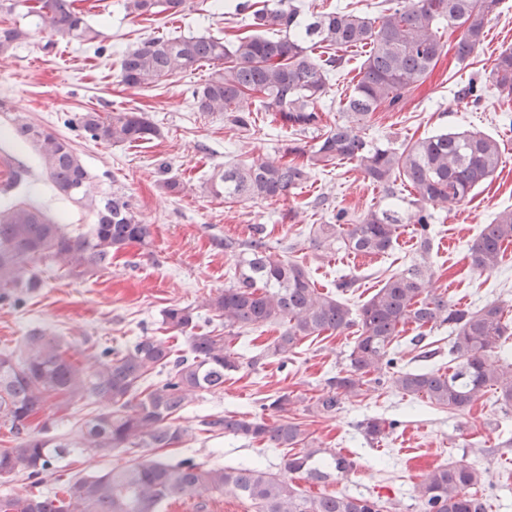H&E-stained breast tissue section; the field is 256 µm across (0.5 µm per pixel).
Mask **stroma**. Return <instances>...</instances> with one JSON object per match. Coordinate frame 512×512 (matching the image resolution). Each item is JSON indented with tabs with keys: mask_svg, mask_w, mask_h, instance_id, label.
Listing matches in <instances>:
<instances>
[{
	"mask_svg": "<svg viewBox=\"0 0 512 512\" xmlns=\"http://www.w3.org/2000/svg\"><path fill=\"white\" fill-rule=\"evenodd\" d=\"M213 0H190L184 16L158 15L145 21L126 15L121 0H104L88 16L106 52L94 56L90 44L58 43L43 48L48 35L32 32L12 56L0 58V205L25 200L42 207L66 230L90 224L87 208L58 198L31 148L17 145L7 134L15 114L21 113L43 128L69 136L100 193H125L136 212L151 226L148 244H134L112 261L108 270L83 278L45 268L44 285L26 296L22 305L0 302V351L16 347L30 330L43 329L72 342L120 348L141 336L163 338L170 346L188 350L187 336L167 329L162 312L172 305H189L223 291L234 280L235 259L224 251L225 238L250 239L252 227L264 225L266 239L309 274L316 287L334 290L337 275L355 276V291L342 300L359 309L382 287L390 274L407 266L416 255L418 237L404 224L394 247L385 254L357 256L329 252L317 246L313 230L331 221L336 210L356 217L379 204L382 194L364 180L350 162L314 171L294 194L277 200L227 203L205 190L210 174L224 166L245 163L273 152L290 133L273 122L270 113H253V126L243 131L221 115L194 111L191 91L204 83L212 65L165 78L153 86L130 89L120 83L119 58L126 48L154 36L211 35L231 39L243 19L214 9ZM512 47V0H502L500 12L469 64L443 57L434 71L405 93L394 107L377 112L367 134L379 142L401 146L448 130L477 131L500 140L502 163L491 183L477 188L471 199L441 213L431 227L430 261L435 275L432 292L443 294L461 308L476 310L499 302L512 321V244L497 269L478 273L469 264V248L483 225L497 212L512 208V126L500 110L489 72L502 49ZM486 85L480 103L455 98L457 84ZM146 112L161 130L158 138L137 145H108L83 138L68 129L64 119L94 110L107 115L130 109ZM23 171L20 186L11 187L14 171ZM183 182L179 195L166 194V176ZM413 327L400 337L398 365L419 369L424 364L447 369L448 331L428 332L436 355L423 362L412 342ZM351 336L323 334L305 340L287 361L268 358L263 369L241 367L224 378V389L204 395L184 413L182 425L196 427L200 417L227 413L255 416L266 397L287 393L297 397L288 413L311 438L325 448L348 452L357 462L344 478L320 485L297 480L299 490L311 494H351L367 498L400 499L404 512H417L414 486L421 474L448 463L471 464L483 471L478 492L488 512H512V407L480 400L461 411L448 412L402 396L391 384L369 389L345 402L336 415L309 411L306 400L321 394L327 377L344 369ZM368 416L398 419V427L377 443H367L357 427ZM284 449L248 443L221 434H201L172 448H137L106 456L87 450L63 468L60 477L89 476L131 460L184 457L204 468L263 458L279 471ZM159 512H253L233 494L217 492L201 500L180 495Z\"/></svg>",
	"mask_w": 512,
	"mask_h": 512,
	"instance_id": "35a3bbf8",
	"label": "stroma"
}]
</instances>
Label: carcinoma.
<instances>
[{
    "label": "carcinoma",
    "instance_id": "1",
    "mask_svg": "<svg viewBox=\"0 0 512 512\" xmlns=\"http://www.w3.org/2000/svg\"><path fill=\"white\" fill-rule=\"evenodd\" d=\"M77 0H0V15L16 10L48 31L44 49L58 42L93 43L99 32L85 19ZM374 17L343 9L304 13L295 0H275L271 8L253 0H236L234 11L245 14L252 33L233 42L214 36L144 39L127 49L119 63L121 83L141 89L164 78L220 62L192 92L198 112L222 114L239 130L251 125V110L242 103L258 99V112H272L291 134L313 132V144L290 147L278 158L257 157L227 166L212 176L208 189L238 202L282 198L302 185L313 168L348 159L364 178L397 204L379 205L355 220L339 210L335 223L321 224L315 241L329 250L384 254L392 249L401 224H417L419 255L392 274L358 310L337 296L315 287L305 269L269 247L264 227H255L246 241L224 240V250L237 258L235 282L205 300L212 316L228 334L197 333L199 315L191 306L173 305L163 311V323L189 336V353L180 354L164 342L143 336L114 350L110 347L74 360L69 346L57 336L32 330L20 348L0 353V427L8 429L14 446L0 450V478L23 473L30 489L0 496V512H158L170 499L189 493L207 498L229 491L250 502L254 512H402L398 501L350 495H305L292 484L297 475L312 484L344 477L353 463L323 448L300 425L285 417L292 399L286 393L261 404V411L278 416L246 419L226 414L200 422L203 431L224 432L270 448H291L280 472L254 463L205 469L191 458L161 459L115 466L70 480L58 491H33L40 475L62 468L73 454L90 448L97 453L134 448H170L189 437L180 419L190 402L224 388V376L237 371L241 354L230 348L235 331L265 324L284 326L270 347L248 358L258 370L268 354L284 360L300 342L325 332L354 335L347 355L348 369L326 379V391L314 399L317 414H333L345 401L361 397L378 372L389 375L403 395L431 406L463 410L491 393L496 402L512 407V328L503 307L492 302L471 311L450 303L427 288L434 276L428 261L435 213L469 199L491 180L502 163L500 142L473 131H446L403 147L370 139L366 131L382 105L394 106L404 92L423 81L441 56L451 52L466 63L485 39V29L502 0H384ZM188 0H123L127 15L149 20L159 14L177 16ZM277 27L283 36L270 39L264 29ZM30 36L12 22L0 23V57L7 58ZM364 51L358 79L340 102V118L323 124L324 98L333 73L345 53ZM501 105L512 106V48L502 50L490 72ZM485 87L473 81L454 95L474 103ZM67 124L86 138L110 145L139 144L160 135L143 112H78ZM12 130L34 149L42 170L62 198L87 206L93 223L70 233L41 208L21 202L0 209V300L20 303L25 293L41 287L40 266L55 265L76 278L91 268L107 269L112 256L151 236L150 225L134 211L123 194L96 195L93 177L82 164L72 141L17 116ZM295 155L302 163L286 160ZM411 188L402 196V186ZM512 243V210L504 209L484 225L469 249L470 266L494 270L504 245ZM416 328L448 326V372L397 367V346L405 325ZM91 400L101 412L84 422L76 438L48 434L46 412H66L77 402ZM394 420L366 417L358 424L368 442L385 436ZM482 472L470 465L450 464L422 475L416 486L419 512H487L483 499L472 493Z\"/></svg>",
    "mask_w": 512,
    "mask_h": 512
}]
</instances>
